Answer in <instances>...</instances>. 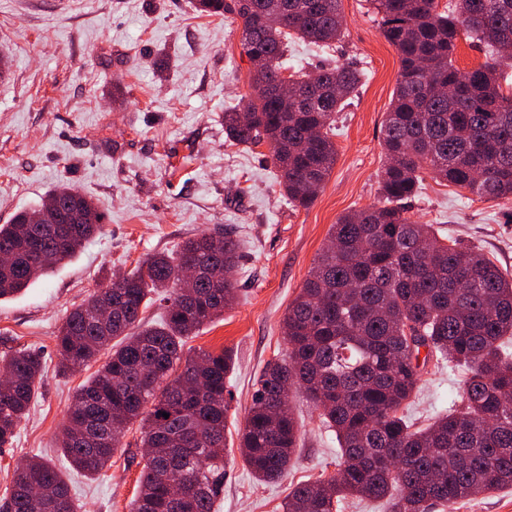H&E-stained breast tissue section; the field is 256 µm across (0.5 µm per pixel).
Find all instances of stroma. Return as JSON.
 <instances>
[{"mask_svg": "<svg viewBox=\"0 0 512 512\" xmlns=\"http://www.w3.org/2000/svg\"><path fill=\"white\" fill-rule=\"evenodd\" d=\"M343 38L328 47L289 42V71L350 62L366 77L336 123V163L315 201L281 195L268 144L224 137V110L254 97L252 64L231 15L210 16L196 0H0V224L36 209L59 184L91 197L105 220L69 261L22 293L0 300V356L40 351L44 380L11 445L0 449V496L15 470L51 460L71 486L78 512H130L141 467L140 429L131 425L109 468L70 469L57 437L76 388L94 366L58 368L56 334L99 282L130 271L148 253H176L186 239L230 232L241 245L237 298L189 339L192 349L231 350L224 491L216 512H282L292 487L335 474L338 442L299 391L290 394L301 438L283 479L261 483L243 462L237 433L255 382L287 352L281 323L333 224L379 199L385 161L382 123L399 58L368 0H342ZM412 221L434 225L480 249L512 275V202L478 200L425 176ZM462 369L428 362L407 414L424 426L461 404Z\"/></svg>", "mask_w": 512, "mask_h": 512, "instance_id": "35a3bbf8", "label": "stroma"}]
</instances>
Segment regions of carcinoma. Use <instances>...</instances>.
I'll return each instance as SVG.
<instances>
[{
	"instance_id": "obj_1",
	"label": "carcinoma",
	"mask_w": 512,
	"mask_h": 512,
	"mask_svg": "<svg viewBox=\"0 0 512 512\" xmlns=\"http://www.w3.org/2000/svg\"><path fill=\"white\" fill-rule=\"evenodd\" d=\"M342 0H197L208 15L241 25L256 97L224 111L233 144H269L288 201L306 208L336 163V117L364 71L337 63L299 79L283 74L288 40L328 46L344 36ZM382 35L399 58L396 89L383 122L380 200L338 218L300 293L283 318L285 358L264 368L246 424L243 461L259 481L285 476L299 426L289 395L300 390L321 410L340 447L337 474L299 483L283 512H337L348 497L388 499L390 512H428L512 488V278L480 250L417 224L406 213L423 175L479 200H512V94L497 64L466 73L453 64L460 34L512 63V0H370ZM288 83L296 97L277 88ZM65 229L34 224V211L0 224V298L23 291L73 257L103 224L94 202L63 184L42 205ZM240 245L230 233L188 238L176 255L141 259L120 280L97 287L69 313L56 336L60 367L105 363L73 395L60 436L66 461L95 475L122 447L121 431L139 423L145 448H180L170 464L145 462L131 512H214L224 488V429L230 352L185 350L187 339L236 297ZM202 275L186 284V265ZM165 302L160 322L143 324L152 295ZM426 355L420 356V348ZM448 361L466 371L461 408L413 428L404 409L421 381L420 362ZM0 447L12 442L42 381L41 355L6 354L0 372ZM169 414L164 418L162 413ZM187 484L178 507L171 481ZM0 512H76L68 483L33 458L12 482Z\"/></svg>"
}]
</instances>
